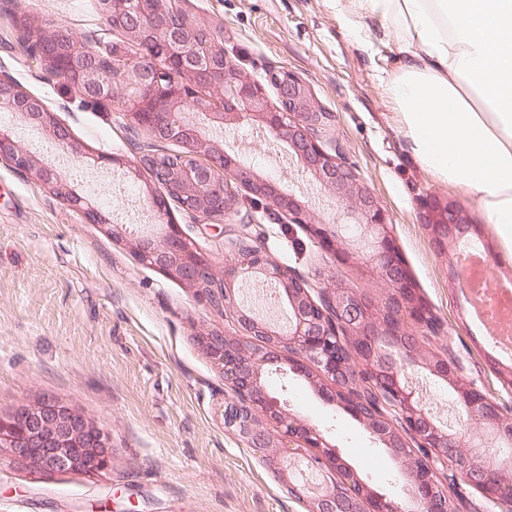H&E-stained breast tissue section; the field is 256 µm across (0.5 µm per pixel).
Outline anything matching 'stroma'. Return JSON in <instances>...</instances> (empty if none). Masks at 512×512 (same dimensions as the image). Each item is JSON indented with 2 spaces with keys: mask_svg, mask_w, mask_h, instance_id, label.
<instances>
[{
  "mask_svg": "<svg viewBox=\"0 0 512 512\" xmlns=\"http://www.w3.org/2000/svg\"><path fill=\"white\" fill-rule=\"evenodd\" d=\"M191 21L221 26L227 60L256 82L270 105L273 74L287 71L331 115L328 135L385 209L392 236L429 312L469 368L479 390L512 412L487 360L490 346L467 310L457 278L460 250L441 255L426 224L430 199L453 200L476 225L472 242L494 258V275L512 279V260L493 225L457 187L438 181L412 157L386 93L398 59L394 40L360 47L335 0H185ZM75 35L109 37L97 0H0V71L42 98L86 155L66 154L44 131L0 112L18 143L44 166L70 172L113 223L150 230L140 185L119 170L93 166L100 153L136 160L147 139L126 127L109 101L89 102L62 78L38 76L16 38V19ZM210 139L258 175L307 201L318 222L345 206L313 184L282 146L251 122L205 126ZM250 197L223 223L196 224L181 209L175 223L214 263L224 261V229L239 223ZM249 232L298 275H332L376 304L388 288L360 262L337 265L305 228L276 211L258 210ZM226 319L193 290L143 264L129 244L55 197L33 176L0 162V417L49 399L83 413L111 439L114 461L98 476L31 473L0 456V512H305L264 465L224 428V377L196 342ZM287 411L323 429L342 461L375 491L392 497L403 478L364 425L294 377L270 378Z\"/></svg>",
  "mask_w": 512,
  "mask_h": 512,
  "instance_id": "obj_1",
  "label": "stroma"
}]
</instances>
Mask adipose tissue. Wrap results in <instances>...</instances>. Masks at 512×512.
I'll return each mask as SVG.
<instances>
[{
	"label": "adipose tissue",
	"instance_id": "ef3b65f1",
	"mask_svg": "<svg viewBox=\"0 0 512 512\" xmlns=\"http://www.w3.org/2000/svg\"><path fill=\"white\" fill-rule=\"evenodd\" d=\"M363 43L393 32L387 84L412 156L461 188L512 258V0H336Z\"/></svg>",
	"mask_w": 512,
	"mask_h": 512
}]
</instances>
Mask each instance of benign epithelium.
I'll use <instances>...</instances> for the list:
<instances>
[{
  "mask_svg": "<svg viewBox=\"0 0 512 512\" xmlns=\"http://www.w3.org/2000/svg\"><path fill=\"white\" fill-rule=\"evenodd\" d=\"M98 8L109 30L120 34L134 48L133 54L95 34L75 37L59 30L37 42L25 24L17 27V39L31 66L64 78L82 97L112 99L119 78L133 88L124 96L122 115L146 131L150 142L133 165L115 154L98 155L93 162L123 171L132 182L148 175L144 200L159 232L133 238L134 253L141 262L193 288L215 312L233 321L234 340L217 328L198 337L224 376L225 392L231 394L224 406L225 430L260 452L283 490L303 502L307 512H453L439 480L440 472L448 471V459L458 448L484 454L495 448V468L467 460L454 461L453 468L465 485L509 512L512 485L499 481V469L512 468V418L466 376L464 363L453 351L417 356L419 338L440 335L442 325L427 315L385 211L355 171L328 147L330 114L310 89L291 75L274 77L280 102L274 108L259 86L226 60L222 49L208 50L200 44L199 29L184 10L167 11L158 0H98ZM202 88L224 90V108L201 96ZM187 108L210 116L218 125L248 118L267 129L286 145L299 168L347 205L345 223L360 228L371 251L359 257L336 248L335 224L315 223L305 202L224 152L188 120ZM2 110L20 115L71 154L85 157L56 113L1 71ZM170 141L182 147L176 160L158 150V144ZM0 161L34 174L87 223L104 226L114 240L127 238L126 225L112 223L92 199L76 191L69 176L43 166L5 125H0ZM240 189L283 212L289 223L306 228L334 262L360 259L391 288L389 303L376 307L340 281L326 286L319 273L311 281L298 277L252 238L247 224L227 231L224 273L212 274L213 261L174 223L171 204L219 221L233 209ZM427 227L443 254L473 229L460 206L435 198L427 204ZM243 279L277 288V298L288 306V325L263 319L239 303L237 283ZM393 307L411 312L422 330L409 333L390 322ZM349 356L358 368H352ZM414 367L448 383L455 390L460 415L473 425L452 433L435 421L408 382L406 373ZM290 374L330 382L332 389L320 387L318 392L362 421L408 476L401 497L390 499L372 490L350 469L336 476L342 462L335 446L319 428L285 412L268 388V377L286 381ZM269 421L277 424L280 434L271 433ZM0 450L34 472L95 473L112 466L109 436L82 414L52 400L1 417Z\"/></svg>",
  "mask_w": 512,
  "mask_h": 512,
  "instance_id": "7a95c632",
  "label": "benign epithelium"
}]
</instances>
